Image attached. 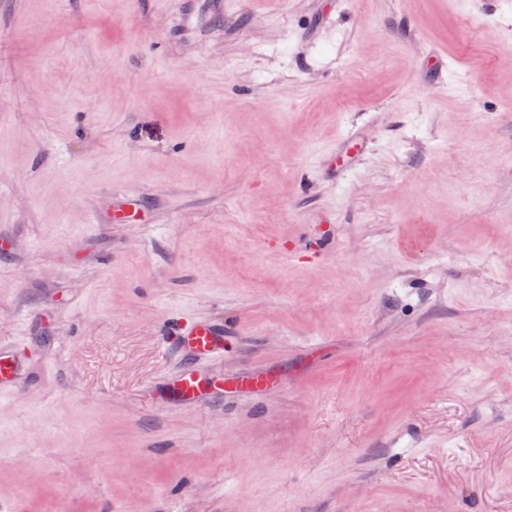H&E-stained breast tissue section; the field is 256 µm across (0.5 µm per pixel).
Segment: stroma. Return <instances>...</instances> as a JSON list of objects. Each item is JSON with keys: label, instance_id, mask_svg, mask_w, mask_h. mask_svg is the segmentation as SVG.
<instances>
[{"label": "stroma", "instance_id": "35a3bbf8", "mask_svg": "<svg viewBox=\"0 0 512 512\" xmlns=\"http://www.w3.org/2000/svg\"><path fill=\"white\" fill-rule=\"evenodd\" d=\"M510 55L505 0H0V498L512 512ZM435 236V229L430 224H405L398 229L397 241L403 252L412 249L417 239L432 238ZM180 336L184 345L197 355H209L220 349V336L224 330L217 329L209 322L179 323L173 331ZM23 369L22 361L10 354L0 352V396L11 391L15 376Z\"/></svg>", "mask_w": 512, "mask_h": 512}]
</instances>
